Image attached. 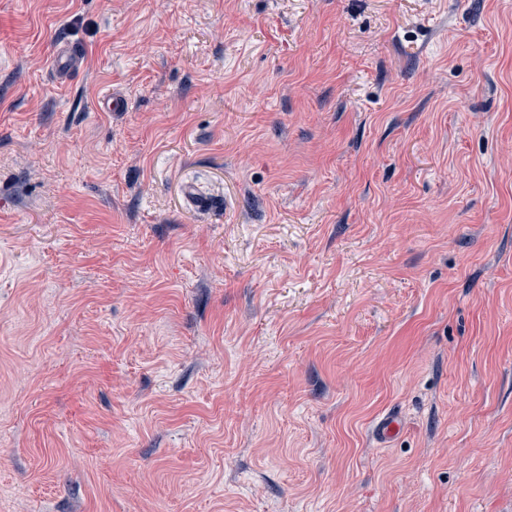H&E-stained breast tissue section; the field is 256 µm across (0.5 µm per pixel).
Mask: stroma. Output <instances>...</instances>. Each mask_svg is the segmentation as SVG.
Segmentation results:
<instances>
[{
    "instance_id": "1",
    "label": "stroma",
    "mask_w": 512,
    "mask_h": 512,
    "mask_svg": "<svg viewBox=\"0 0 512 512\" xmlns=\"http://www.w3.org/2000/svg\"><path fill=\"white\" fill-rule=\"evenodd\" d=\"M0 512H512V0H0ZM85 65L83 52L72 44L60 42L56 48L53 68L59 81L67 80Z\"/></svg>"
}]
</instances>
